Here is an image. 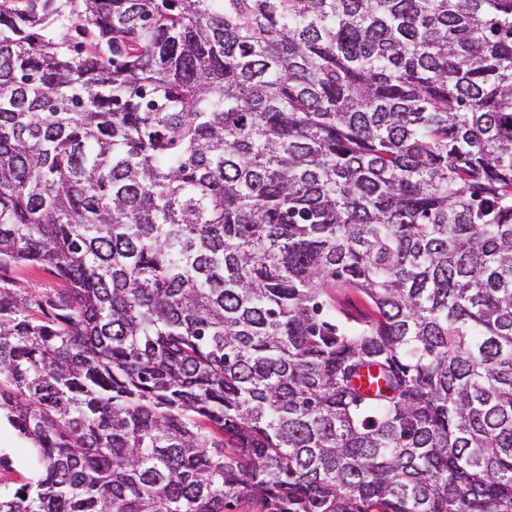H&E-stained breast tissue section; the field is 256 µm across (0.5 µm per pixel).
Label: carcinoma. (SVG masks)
<instances>
[{
    "label": "carcinoma",
    "instance_id": "carcinoma-1",
    "mask_svg": "<svg viewBox=\"0 0 512 512\" xmlns=\"http://www.w3.org/2000/svg\"><path fill=\"white\" fill-rule=\"evenodd\" d=\"M17 265L0 512H512V0H3ZM0 285L37 298L52 294L64 283L45 266H10L0 269ZM333 297L339 303V305L346 306L353 309L362 319L366 315H371V308L366 300L357 292L343 288L342 291L336 293L333 292ZM0 461L6 458L7 467L0 466V492L13 493L27 482H33L40 469L35 451L5 422L0 423Z\"/></svg>",
    "mask_w": 512,
    "mask_h": 512
}]
</instances>
